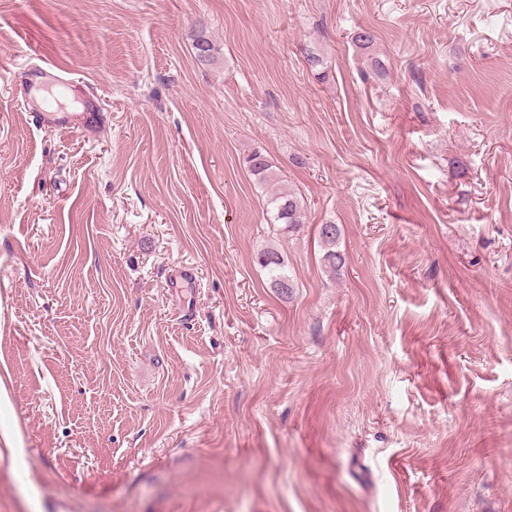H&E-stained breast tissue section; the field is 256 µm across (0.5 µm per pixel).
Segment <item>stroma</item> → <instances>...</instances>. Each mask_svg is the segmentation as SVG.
Wrapping results in <instances>:
<instances>
[{"instance_id": "1", "label": "stroma", "mask_w": 512, "mask_h": 512, "mask_svg": "<svg viewBox=\"0 0 512 512\" xmlns=\"http://www.w3.org/2000/svg\"><path fill=\"white\" fill-rule=\"evenodd\" d=\"M0 512H512V0H0ZM41 127H64L83 124V116L79 112H58L57 109H47L34 115ZM246 167L257 183L264 184L275 181V171L268 157L261 151L255 150L245 159ZM271 224H284L283 229L294 230L306 224V209L302 197L294 191L279 189L268 199ZM331 227V230H326ZM341 237V228L338 224H320L318 228V239L322 251L321 262L334 275L341 270L345 264V256L338 249V241ZM257 263L265 268L269 275L271 288H280L288 284V296L292 293L295 284L284 267V260L277 250L268 248L256 255Z\"/></svg>"}]
</instances>
